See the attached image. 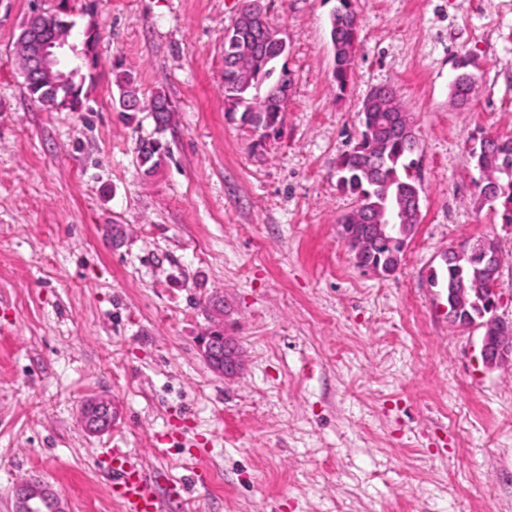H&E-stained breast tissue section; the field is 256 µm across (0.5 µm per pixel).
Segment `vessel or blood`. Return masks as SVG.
I'll use <instances>...</instances> for the list:
<instances>
[{
  "label": "vessel or blood",
  "mask_w": 512,
  "mask_h": 512,
  "mask_svg": "<svg viewBox=\"0 0 512 512\" xmlns=\"http://www.w3.org/2000/svg\"><path fill=\"white\" fill-rule=\"evenodd\" d=\"M111 474V492L123 512H161L162 493L141 457L115 448L103 461Z\"/></svg>",
  "instance_id": "b4317fda"
}]
</instances>
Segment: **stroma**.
I'll return each instance as SVG.
<instances>
[{
    "instance_id": "obj_1",
    "label": "stroma",
    "mask_w": 512,
    "mask_h": 512,
    "mask_svg": "<svg viewBox=\"0 0 512 512\" xmlns=\"http://www.w3.org/2000/svg\"><path fill=\"white\" fill-rule=\"evenodd\" d=\"M246 0H94L99 65L82 111L30 100L13 44L31 0H0V512L25 478L63 512H121L100 463L157 472L164 512H512V366L482 328L440 315L434 258L498 245L512 322V224L479 205L469 140L512 139V0H354L345 94L332 82L336 0H261L288 33L278 134L224 116V30ZM476 93L450 101L457 63ZM174 105L169 152L136 162L151 111L123 123L112 66ZM392 84L411 113L421 219L398 269L359 268L337 231V157ZM242 368L215 373V320ZM112 398L108 431L80 423ZM117 410V407H116ZM116 418V420H115ZM118 419L114 412L112 419V400L106 396L88 398L82 409V422L86 430L91 433H101L108 430ZM113 424V425H114Z\"/></svg>"
}]
</instances>
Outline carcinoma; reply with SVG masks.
<instances>
[{
    "instance_id": "carcinoma-1",
    "label": "carcinoma",
    "mask_w": 512,
    "mask_h": 512,
    "mask_svg": "<svg viewBox=\"0 0 512 512\" xmlns=\"http://www.w3.org/2000/svg\"><path fill=\"white\" fill-rule=\"evenodd\" d=\"M67 0H58L52 12L30 19L33 24L43 27L48 36L61 23L73 16L64 11ZM329 23V37L334 49L332 81L343 93L352 78L353 59L359 37V23L353 8V0H336ZM231 35L224 36V116L240 123L253 133L266 129L276 132L282 123L285 90L290 88L291 78L283 58L287 46L268 40L259 29L251 14L237 17L228 27ZM250 39L257 43V50L249 57H239V43ZM98 64L97 47H92V57L82 64L89 70L77 72L71 79L75 91L68 93L66 87L57 85L58 78L49 76L35 84H25L27 94L38 104L51 108H65L78 111L83 103V88L91 70ZM113 83L121 90L117 112L122 120L131 122L140 110L139 100L133 88V77L119 69L112 70ZM476 81L467 72L460 73L453 82V101L464 103L465 95H474ZM170 102L163 96H156L151 109L157 130L167 124L165 109ZM401 105L396 103L388 112L362 104L360 138L346 153L336 159L337 187L354 196L356 205L338 219L341 238L348 239L356 234L364 223L363 212L369 210L379 214L390 209L397 200L414 194L420 185L412 178L409 169L414 161L409 155L417 148L416 137L407 138L397 131L396 122ZM136 160L139 166L150 172L160 164L167 146L160 138H146L137 142ZM471 162L484 173V182L478 195L480 205L497 209L503 224H512V139L484 136L473 140L468 150ZM404 249L396 246L371 248L366 252H352L355 262L362 268H372L381 274L396 271L403 257ZM464 277L476 288L485 287L486 272L483 266L468 260V254L460 259L448 260V283Z\"/></svg>"
}]
</instances>
